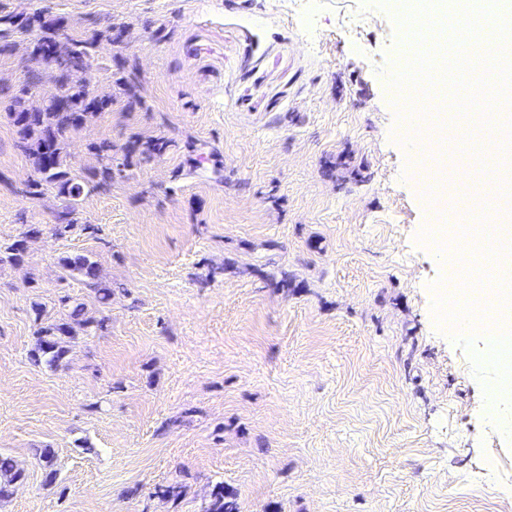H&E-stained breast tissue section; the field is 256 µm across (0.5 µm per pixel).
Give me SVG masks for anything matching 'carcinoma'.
<instances>
[{
  "instance_id": "cac0c4a2",
  "label": "carcinoma",
  "mask_w": 512,
  "mask_h": 512,
  "mask_svg": "<svg viewBox=\"0 0 512 512\" xmlns=\"http://www.w3.org/2000/svg\"><path fill=\"white\" fill-rule=\"evenodd\" d=\"M63 25L35 13L20 11L11 6V0H0V53L11 50V37L17 32H36L30 43V54L43 57L55 56L57 67L39 68L32 72L19 89L0 87V96L8 99L9 117L17 129L18 146L33 159V173L25 180L26 193L38 199L47 187L56 190L64 199L65 208L58 215L57 232L63 234L75 224L73 215L83 198L104 188L112 179L131 166L149 163L162 154L172 143L170 139H142L132 136L119 149L110 142L97 146L100 167L84 176L71 173L67 165V145L76 131L94 111H102L112 103V96H100L94 88L92 71L99 47L97 35L61 36ZM49 79L55 84L56 93L42 99L35 107L29 100L38 94L40 85ZM39 229L31 227L0 251V263H17L23 260L27 243ZM62 269L92 290L99 303L107 304L112 288L103 284L98 267L87 256L76 254L60 259ZM67 308L66 317L44 322L36 331L30 359L37 365L49 367L61 364L67 357L65 339L71 337L73 326L85 329L104 328V320L87 314L80 304L68 306L69 300L59 299ZM25 478L24 469L10 456L0 455V499L12 494L16 483ZM201 512H237L233 494L224 489V483L215 484Z\"/></svg>"
}]
</instances>
